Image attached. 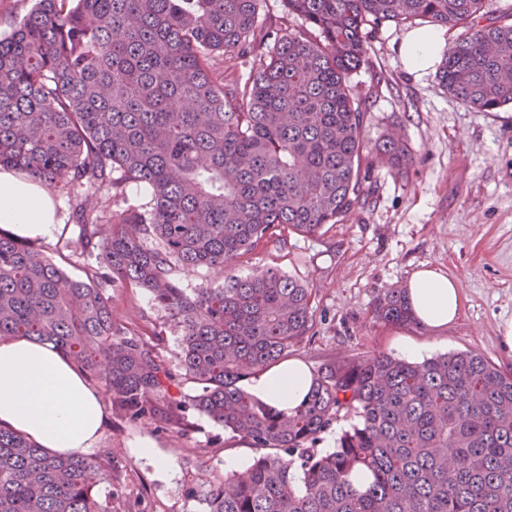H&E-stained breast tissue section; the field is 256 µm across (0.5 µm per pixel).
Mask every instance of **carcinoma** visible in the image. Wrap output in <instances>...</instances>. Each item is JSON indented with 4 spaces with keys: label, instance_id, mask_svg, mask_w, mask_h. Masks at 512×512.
<instances>
[{
    "label": "carcinoma",
    "instance_id": "1",
    "mask_svg": "<svg viewBox=\"0 0 512 512\" xmlns=\"http://www.w3.org/2000/svg\"><path fill=\"white\" fill-rule=\"evenodd\" d=\"M261 0H34L0 35V169L73 196L85 277L0 232V336L50 344L117 416L166 425L193 409L260 450L244 475L186 488L204 512H512V372L472 351L409 362L379 352L322 365L297 407L247 389L313 327L309 283L234 273L260 245L314 236L365 204L362 166L398 173L406 145L368 148L351 77L372 33L417 20L460 31L441 85L484 112L512 106V11L484 0H284L300 26L258 25ZM239 67L245 79H225ZM150 199L92 216L123 186ZM224 266L190 290L180 267ZM148 290L179 335L195 394L99 287ZM373 317L414 325L407 289ZM356 422L333 451L317 443ZM115 487L101 499L96 488ZM137 512L112 452L51 454L0 426V512Z\"/></svg>",
    "mask_w": 512,
    "mask_h": 512
}]
</instances>
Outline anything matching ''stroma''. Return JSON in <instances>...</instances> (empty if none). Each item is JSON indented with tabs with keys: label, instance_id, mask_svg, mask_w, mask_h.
<instances>
[{
	"label": "stroma",
	"instance_id": "1",
	"mask_svg": "<svg viewBox=\"0 0 512 512\" xmlns=\"http://www.w3.org/2000/svg\"><path fill=\"white\" fill-rule=\"evenodd\" d=\"M407 32L383 24L369 42L367 63L351 79L365 102L366 143L403 138L412 156L407 172L373 170L374 192L365 205L318 235L291 234L258 247L235 272L273 266L310 283L314 336L290 353L309 369L378 352L420 362L472 351L512 371V352L503 349L500 332L512 319V107L480 112L449 95L436 72L410 73L399 54ZM54 199L61 231L41 246L70 276L82 277L94 258L73 251L79 227L68 195L58 192ZM424 267L459 276L457 322L427 329L374 321L380 291L408 287ZM111 296L117 320L143 335L160 332L161 353L175 357L178 335L150 292L122 288ZM142 441L152 444V454L136 451ZM100 445L111 449L127 492L141 497L144 512H199L184 495L187 484L225 471L229 459L247 469L257 455L195 411L172 417L164 429L152 420L107 414ZM160 457L172 461L171 471L158 469Z\"/></svg>",
	"mask_w": 512,
	"mask_h": 512
}]
</instances>
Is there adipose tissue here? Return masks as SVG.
Returning <instances> with one entry per match:
<instances>
[{
	"instance_id": "1",
	"label": "adipose tissue",
	"mask_w": 512,
	"mask_h": 512,
	"mask_svg": "<svg viewBox=\"0 0 512 512\" xmlns=\"http://www.w3.org/2000/svg\"><path fill=\"white\" fill-rule=\"evenodd\" d=\"M446 42L435 28L408 32L399 51L410 72L423 75L440 60ZM0 227L19 239H52L59 230L58 206L38 182L0 170ZM420 325L453 323L461 306L457 277L440 270L413 274L408 288ZM313 382L302 362H283L251 379L248 390L279 410L299 405ZM106 419L102 399L83 374L49 345L25 337H0V426L54 454L89 453Z\"/></svg>"
}]
</instances>
